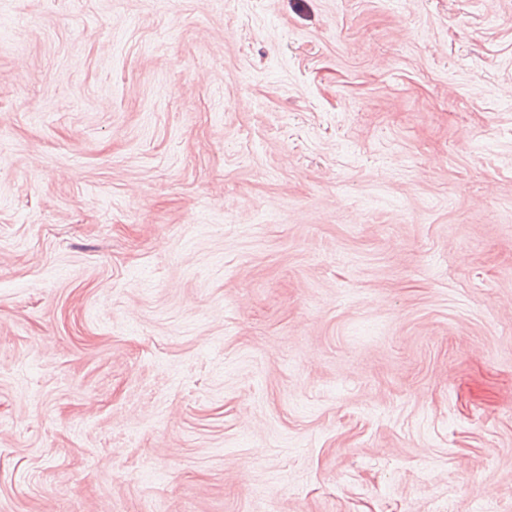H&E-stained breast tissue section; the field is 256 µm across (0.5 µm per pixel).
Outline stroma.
<instances>
[{"label":"stroma","instance_id":"stroma-1","mask_svg":"<svg viewBox=\"0 0 512 512\" xmlns=\"http://www.w3.org/2000/svg\"><path fill=\"white\" fill-rule=\"evenodd\" d=\"M0 512H512V0H0Z\"/></svg>","mask_w":512,"mask_h":512}]
</instances>
